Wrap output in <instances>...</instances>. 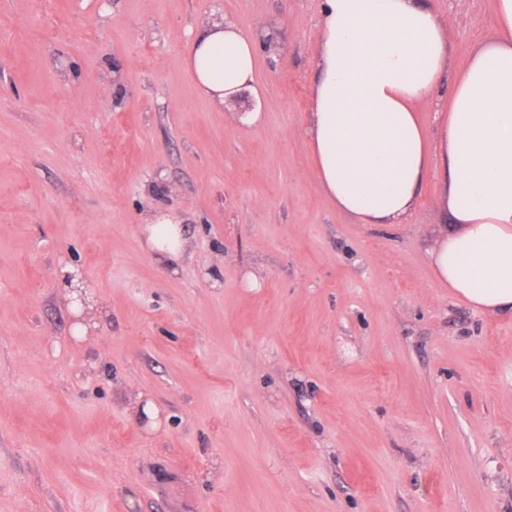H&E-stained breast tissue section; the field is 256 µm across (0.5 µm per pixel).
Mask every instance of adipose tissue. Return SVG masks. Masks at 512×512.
Listing matches in <instances>:
<instances>
[{"label":"adipose tissue","instance_id":"ef3b65f1","mask_svg":"<svg viewBox=\"0 0 512 512\" xmlns=\"http://www.w3.org/2000/svg\"><path fill=\"white\" fill-rule=\"evenodd\" d=\"M497 35L448 73V31L428 0H321L307 137L318 179L359 224H405L427 173L442 181L452 224L428 255L435 278L474 309L512 313V0H496ZM259 38L231 22L202 26L184 62L212 101L249 87ZM451 83L436 134L418 104ZM144 246L177 268L186 243L167 217Z\"/></svg>","mask_w":512,"mask_h":512}]
</instances>
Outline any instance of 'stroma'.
Masks as SVG:
<instances>
[{"label":"stroma","mask_w":512,"mask_h":512,"mask_svg":"<svg viewBox=\"0 0 512 512\" xmlns=\"http://www.w3.org/2000/svg\"><path fill=\"white\" fill-rule=\"evenodd\" d=\"M429 3L462 70L496 0ZM320 5L0 0V512H512V315L436 280L434 175L407 224L323 191ZM211 19L272 42L221 104L184 64ZM144 246L152 257L167 268L177 267L184 258L186 242L183 239V227L162 216L152 224L141 227ZM72 275L77 276L72 267L67 264L61 265L57 272L59 288H63L67 296L77 300V303L81 294H83L87 302L91 301L90 292L85 290V286L80 283L78 277H71Z\"/></svg>","instance_id":"obj_1"}]
</instances>
